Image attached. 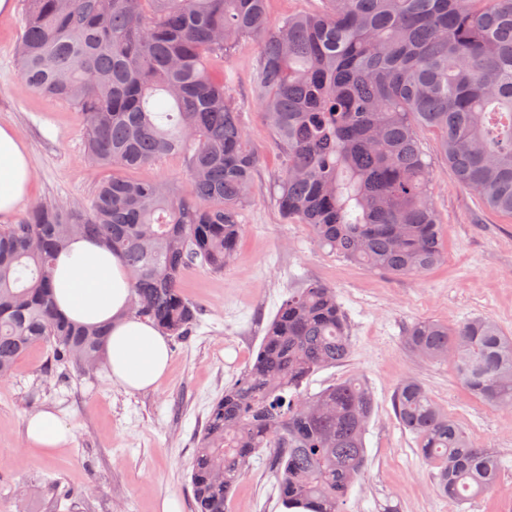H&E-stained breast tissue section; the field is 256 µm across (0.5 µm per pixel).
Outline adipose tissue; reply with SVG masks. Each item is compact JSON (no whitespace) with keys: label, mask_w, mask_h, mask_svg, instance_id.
I'll return each instance as SVG.
<instances>
[{"label":"adipose tissue","mask_w":512,"mask_h":512,"mask_svg":"<svg viewBox=\"0 0 512 512\" xmlns=\"http://www.w3.org/2000/svg\"><path fill=\"white\" fill-rule=\"evenodd\" d=\"M32 179L28 154L13 129L0 126V214L15 212ZM54 295L66 318L89 325L111 324L107 358L112 378L130 391L154 387L167 372L170 353L160 329L129 311L130 283L118 254L87 238L74 239L60 255ZM28 445L53 453L73 439L71 427L55 413L26 420Z\"/></svg>","instance_id":"obj_1"}]
</instances>
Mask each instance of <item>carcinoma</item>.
Segmentation results:
<instances>
[{
    "mask_svg": "<svg viewBox=\"0 0 512 512\" xmlns=\"http://www.w3.org/2000/svg\"><path fill=\"white\" fill-rule=\"evenodd\" d=\"M324 2L272 26L267 0H23V86L81 111L86 156L100 165L184 155L192 193L114 175L87 207L35 202L1 224L0 380L36 346L71 380L105 359L110 327L67 319L53 300L55 257L76 233L122 258L135 316L181 339L198 325L182 273L197 259L224 270L259 191V154L208 63L249 41L260 45L254 91L285 160L275 204L319 246L397 276L441 261L420 129L460 185L512 218V0ZM403 341L423 360L452 361L482 403L512 408V338L494 321L417 320ZM350 353L334 289L314 281L288 292L198 435L193 512H226L256 455L288 512H342L367 461L373 394L358 375L316 394L303 384ZM393 408L449 504L495 489L500 460L416 379L399 385Z\"/></svg>",
    "mask_w": 512,
    "mask_h": 512,
    "instance_id": "1",
    "label": "carcinoma"
}]
</instances>
